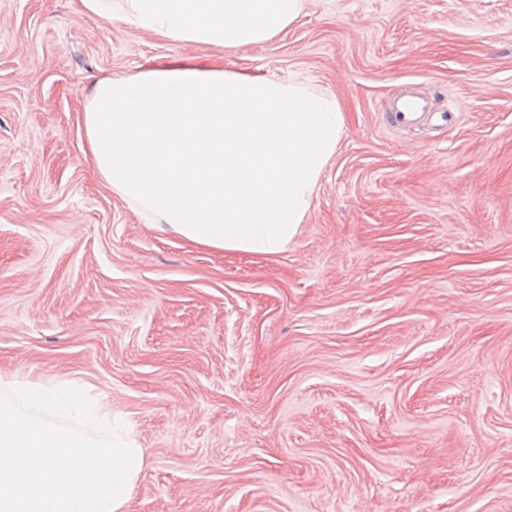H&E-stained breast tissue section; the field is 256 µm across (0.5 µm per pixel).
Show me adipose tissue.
I'll use <instances>...</instances> for the list:
<instances>
[{
	"instance_id": "ef3b65f1",
	"label": "adipose tissue",
	"mask_w": 512,
	"mask_h": 512,
	"mask_svg": "<svg viewBox=\"0 0 512 512\" xmlns=\"http://www.w3.org/2000/svg\"><path fill=\"white\" fill-rule=\"evenodd\" d=\"M174 40L239 48L291 26L304 0H82ZM90 163L113 193L200 245L284 252L345 117L335 96L190 60L97 80L84 110Z\"/></svg>"
}]
</instances>
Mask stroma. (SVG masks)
Returning <instances> with one entry per match:
<instances>
[{
  "label": "stroma",
  "instance_id": "1",
  "mask_svg": "<svg viewBox=\"0 0 512 512\" xmlns=\"http://www.w3.org/2000/svg\"><path fill=\"white\" fill-rule=\"evenodd\" d=\"M183 57L340 102L285 252L160 232L91 170L93 82ZM410 82L458 119L388 130ZM0 378L126 420L128 512H512V0H305L237 49L0 0Z\"/></svg>",
  "mask_w": 512,
  "mask_h": 512
}]
</instances>
